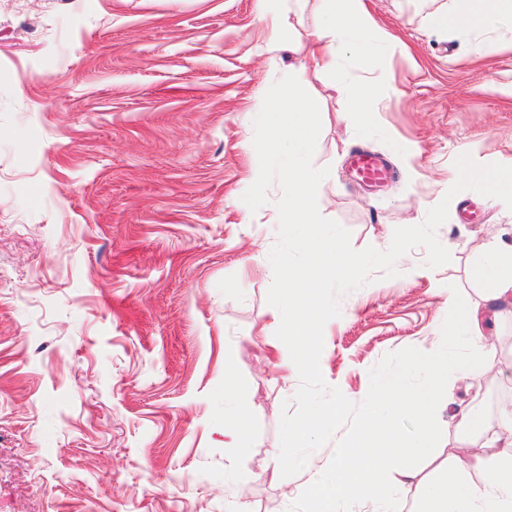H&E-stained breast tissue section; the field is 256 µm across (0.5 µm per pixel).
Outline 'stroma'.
Returning a JSON list of instances; mask_svg holds the SVG:
<instances>
[{
  "instance_id": "35a3bbf8",
  "label": "stroma",
  "mask_w": 512,
  "mask_h": 512,
  "mask_svg": "<svg viewBox=\"0 0 512 512\" xmlns=\"http://www.w3.org/2000/svg\"><path fill=\"white\" fill-rule=\"evenodd\" d=\"M467 0H369L401 51L342 56L305 90L303 161L322 177L321 231L364 258L329 284L320 369L284 372L283 262L304 256L274 217L285 177L249 183L318 0H0V512H311L304 489L370 409L372 378L404 374L452 313L480 301L469 257L512 208L457 170L512 166V23L432 24ZM369 83L367 127L346 123ZM362 149L389 180L356 174ZM448 194L440 216L425 201ZM470 381L488 421L512 402V318ZM251 445L224 446V360ZM345 405L300 447L290 424ZM409 459L422 480L466 458L447 416ZM287 465L270 474L271 453Z\"/></svg>"
}]
</instances>
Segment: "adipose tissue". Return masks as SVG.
Returning <instances> with one entry per match:
<instances>
[{
  "label": "adipose tissue",
  "mask_w": 512,
  "mask_h": 512,
  "mask_svg": "<svg viewBox=\"0 0 512 512\" xmlns=\"http://www.w3.org/2000/svg\"><path fill=\"white\" fill-rule=\"evenodd\" d=\"M319 7L323 25L316 47L307 60L291 65L277 106L257 115L270 132V145L262 163L251 171L253 180H264L309 144L313 120L303 91L310 72L335 67L342 50L366 62L379 50L367 0H319ZM287 167L288 190L277 220L301 228L305 260L283 266L288 319L279 330L288 343L279 348L277 365L285 369L296 362L311 373L319 367V351L312 338L326 313L323 290L328 283L353 276L364 260L341 251L334 238L318 230L319 173L301 164ZM472 273L482 285L481 302L457 312L439 346L413 355L409 367L421 374V384L405 385L395 375L370 381V399L381 406L384 419L362 423L338 450L334 466L309 482L307 496L314 512H339L342 506L375 498L387 488L393 497L403 496L417 474L401 464L434 448L436 414L442 409L462 431L474 434L480 450L469 455L466 467L446 470L423 485L420 512H512V410H501L497 423L488 426L479 402L466 404L448 393L449 377L465 379L478 367L474 358L462 354V346L495 350L488 331L512 310V226L502 227L490 247L474 258ZM237 389L233 365L225 363L224 397L232 406L224 412V445L240 449L248 445L249 408L236 400ZM401 419L412 422V431L398 428ZM397 469L401 480L388 486L389 473Z\"/></svg>",
  "instance_id": "1"
}]
</instances>
